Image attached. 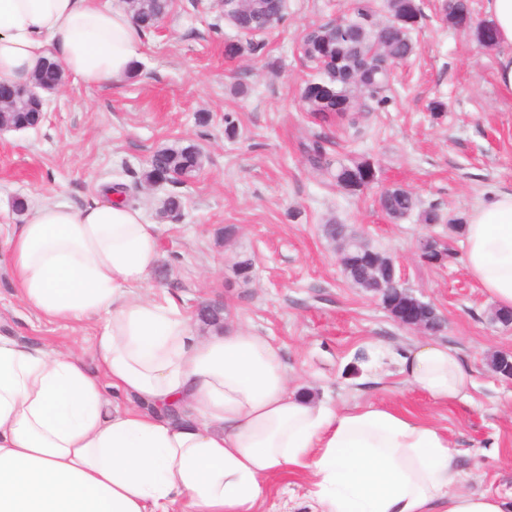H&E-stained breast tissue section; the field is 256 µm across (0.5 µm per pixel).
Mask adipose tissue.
<instances>
[{
    "label": "adipose tissue",
    "instance_id": "adipose-tissue-1",
    "mask_svg": "<svg viewBox=\"0 0 512 512\" xmlns=\"http://www.w3.org/2000/svg\"><path fill=\"white\" fill-rule=\"evenodd\" d=\"M512 94V0H487ZM144 32L118 0H0V81L26 83L54 56L88 84L139 63ZM158 225L120 196L43 204L5 242L23 301L51 320L103 316L96 372L80 354L0 336V512H259L274 475L305 477L307 512H512L458 490L446 432L397 409H337L290 387L279 346L235 320L210 335L149 288ZM464 262L512 311V192L465 217ZM433 403L473 381L439 341L398 360Z\"/></svg>",
    "mask_w": 512,
    "mask_h": 512
}]
</instances>
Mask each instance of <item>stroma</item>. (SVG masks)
Returning <instances> with one entry per match:
<instances>
[{"label": "stroma", "mask_w": 512, "mask_h": 512, "mask_svg": "<svg viewBox=\"0 0 512 512\" xmlns=\"http://www.w3.org/2000/svg\"><path fill=\"white\" fill-rule=\"evenodd\" d=\"M347 0H287V19L263 54L230 60L215 0H176L159 29L144 37L138 70L121 82L70 79L50 99L35 129L0 137V242L21 217L15 199L75 206L100 199L105 185H134L150 157L175 142L194 143L204 169L179 186L180 215L159 218L164 189L139 190L138 207L160 230V263L151 286L195 309L224 307L240 323L281 347L291 383L332 407L379 402L447 432L458 452L462 488L512 496V380L492 371L490 355L512 352V325L494 320V305L468 275L463 259L423 261L428 235L459 236L415 218L392 222L375 190L349 194L310 166L302 143L315 131L301 86L312 75L299 50L305 28L340 13ZM419 51L396 71V98L368 115L360 130L333 131L331 155L369 154L380 187L399 185L424 206L465 216L490 193L512 191V96L497 82L500 47H484L442 24L440 0H419ZM278 60L271 72L268 59ZM444 98L432 119L427 106ZM208 122H199V114ZM237 134L227 137L224 117ZM350 225L393 255L407 286L445 320L437 341L457 352L473 378L465 399L443 405L401 383L395 356L420 333L399 326L372 293L352 287L323 231L328 220ZM253 258L250 282L234 271ZM50 321L20 299L0 249V335L49 349L75 348L93 365L102 324ZM304 479L275 476L261 512H292Z\"/></svg>", "instance_id": "1"}]
</instances>
